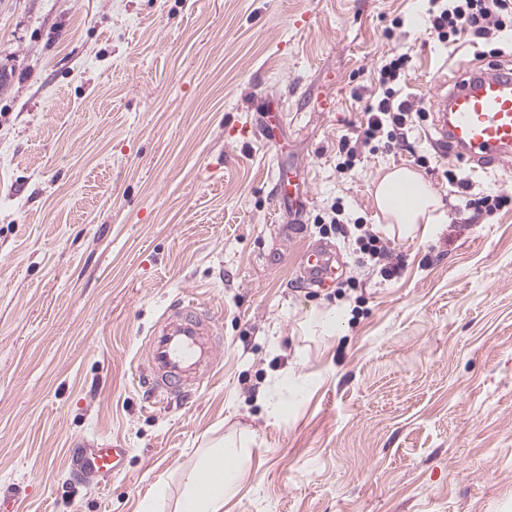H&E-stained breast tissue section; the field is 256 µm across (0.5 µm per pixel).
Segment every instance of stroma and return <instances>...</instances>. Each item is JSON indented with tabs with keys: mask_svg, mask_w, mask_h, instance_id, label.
Returning a JSON list of instances; mask_svg holds the SVG:
<instances>
[{
	"mask_svg": "<svg viewBox=\"0 0 512 512\" xmlns=\"http://www.w3.org/2000/svg\"><path fill=\"white\" fill-rule=\"evenodd\" d=\"M428 7L0 0V489L23 512H141L160 483L174 512L185 472L229 434L249 446L224 512H512V207L471 219L447 175L474 194L512 183L425 138L433 72L512 65V32L445 45ZM395 52L413 58L399 99L428 115L407 149L341 169ZM293 161L310 203L289 239L271 175ZM392 166L438 195L432 236L386 231L373 184ZM337 202L402 256L398 277L315 224ZM317 243L336 252L328 288L301 273ZM177 295L214 312L223 358L193 402L156 408L137 357ZM333 305L343 335L300 336ZM290 372L311 383L271 418L261 401ZM77 437L128 448L108 484L76 482Z\"/></svg>",
	"mask_w": 512,
	"mask_h": 512,
	"instance_id": "stroma-1",
	"label": "stroma"
}]
</instances>
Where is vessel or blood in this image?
Returning <instances> with one entry per match:
<instances>
[{
	"label": "vessel or blood",
	"mask_w": 512,
	"mask_h": 512,
	"mask_svg": "<svg viewBox=\"0 0 512 512\" xmlns=\"http://www.w3.org/2000/svg\"><path fill=\"white\" fill-rule=\"evenodd\" d=\"M431 84L436 114L430 144L440 157L455 156L486 168L512 155V70L492 67L465 73L453 86L441 74ZM309 190L299 179L298 167L278 171L272 178V198L289 205L295 217L308 206ZM306 279L331 285L333 254L322 244L302 254ZM222 342L210 309L192 298L178 297L164 309L145 339L138 358L139 382L160 399H185L197 394L221 359ZM73 467L80 478L103 484L120 470L127 449L109 444H74Z\"/></svg>",
	"instance_id": "b4317fda"
}]
</instances>
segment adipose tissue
Masks as SVG:
<instances>
[{"instance_id": "adipose-tissue-1", "label": "adipose tissue", "mask_w": 512, "mask_h": 512, "mask_svg": "<svg viewBox=\"0 0 512 512\" xmlns=\"http://www.w3.org/2000/svg\"><path fill=\"white\" fill-rule=\"evenodd\" d=\"M377 209L399 236L430 235L441 218L440 202L430 184L415 170L392 167L374 184ZM246 450L233 440H216L186 475L175 512H223L225 501L242 486Z\"/></svg>"}]
</instances>
